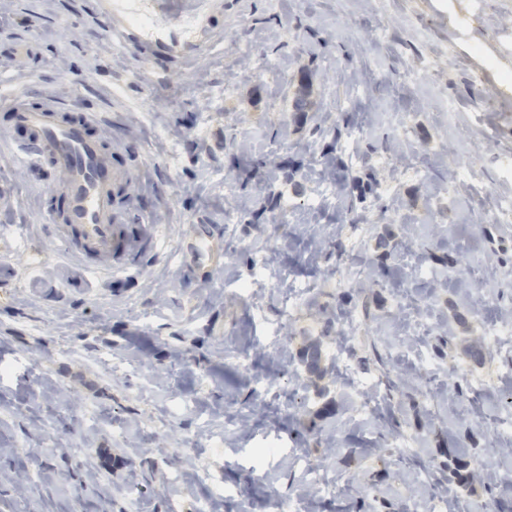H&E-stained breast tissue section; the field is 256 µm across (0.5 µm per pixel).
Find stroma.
I'll list each match as a JSON object with an SVG mask.
<instances>
[{
	"label": "stroma",
	"instance_id": "obj_1",
	"mask_svg": "<svg viewBox=\"0 0 512 512\" xmlns=\"http://www.w3.org/2000/svg\"><path fill=\"white\" fill-rule=\"evenodd\" d=\"M228 2L226 39L166 75L113 45L98 0L0 10V88L35 105L64 87L69 113H102L93 133L135 181L123 206L163 248L118 275L58 252L62 177L15 155L0 107V512H408L441 491L446 512H495L512 340L479 328L512 315V0H450L476 13L465 42L431 0ZM400 121L423 178L383 164ZM290 204L305 223H279ZM314 342L318 377L300 362ZM453 457L489 462L496 490L449 488Z\"/></svg>",
	"mask_w": 512,
	"mask_h": 512
}]
</instances>
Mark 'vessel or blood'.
I'll list each match as a JSON object with an SVG mask.
<instances>
[{"mask_svg": "<svg viewBox=\"0 0 512 512\" xmlns=\"http://www.w3.org/2000/svg\"><path fill=\"white\" fill-rule=\"evenodd\" d=\"M100 6L113 36L162 60L197 52L214 14L224 9L222 0H100ZM64 109L51 97L34 107L24 95H13L10 110L28 132L14 151L63 174L66 206L55 237L64 251L97 257L115 271L129 270L142 255L135 252L117 206L116 188L125 174L111 168L99 144L84 134L85 127L97 123V113H82L79 122L66 124L59 119Z\"/></svg>", "mask_w": 512, "mask_h": 512, "instance_id": "b4317fda", "label": "vessel or blood"}]
</instances>
